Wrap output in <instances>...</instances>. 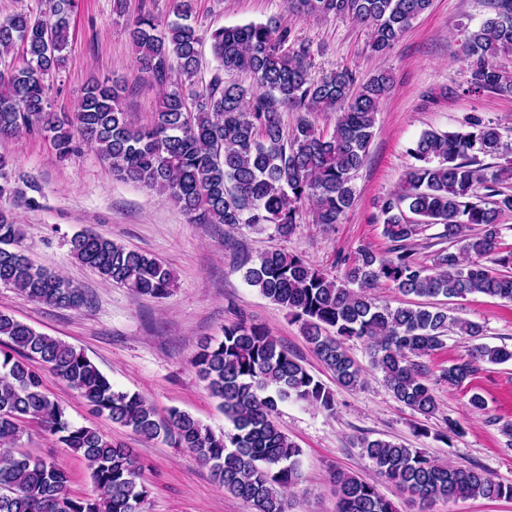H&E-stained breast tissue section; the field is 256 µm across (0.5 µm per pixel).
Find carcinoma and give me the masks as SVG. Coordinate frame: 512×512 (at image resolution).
I'll list each match as a JSON object with an SVG mask.
<instances>
[{"label": "carcinoma", "mask_w": 512, "mask_h": 512, "mask_svg": "<svg viewBox=\"0 0 512 512\" xmlns=\"http://www.w3.org/2000/svg\"><path fill=\"white\" fill-rule=\"evenodd\" d=\"M37 18L15 13L0 18V137L48 133L66 158L82 143L94 146L112 174L148 187L172 202L194 224L270 229L290 238L312 204V223L337 224L352 207V185L374 137L376 114L392 76L381 71L359 87L348 70L310 78L309 48L276 22L219 27L210 32L216 73L205 84L200 45L189 23L193 0H173L176 20L161 23L140 15L128 30L137 52L138 79L162 89L150 123L127 118L128 86L96 81L73 112H53L47 81L65 68L71 16L79 0H44ZM431 0H288V8L314 16H349L371 27L372 49L390 50ZM495 17L465 39L470 61L467 91L512 95V76L495 65L512 53V0L493 2ZM245 73L250 84L226 82L222 73ZM305 113L286 133L281 113ZM337 114L332 128L312 116ZM501 132L478 114L452 132L426 131L409 148L414 164L402 183L378 202L383 235L392 256L358 249L338 278L310 266L297 254H262L245 281L287 311L337 385L365 382L344 348L358 338L369 345L372 368L394 398L429 416L437 403L414 358L442 348L448 333L482 335L476 322L448 314L429 302L380 305L371 290L388 284L405 295L448 300L473 294L512 301V248L500 244L503 218L512 214V160L487 165L477 154L512 153ZM440 224L448 247L422 264L405 242L426 226ZM19 225L0 211V284L32 301L77 308L81 289L35 265L20 245ZM70 253L105 282L135 294L163 298L174 276L155 256L130 250L91 230L70 240ZM37 359L46 373L26 361ZM512 352L486 344L442 370L459 385L479 363H505ZM232 432L217 434L176 408L161 416L138 393L119 391L84 352L0 312V512H139L146 487L135 450L114 444L97 429L71 423L46 387L47 376L75 389L97 416L136 435L187 448L211 469L224 490L248 502L253 512H290L288 492L297 484L302 449L281 430L275 414L289 399L323 411L336 409L335 393L311 374L268 329L240 319L224 327L220 341L205 340L193 360ZM36 419L44 431L81 457L95 494L75 498L68 474L55 462L15 448L22 423ZM375 471L410 501L481 497L512 499V483L494 480L476 467L439 464L420 448L383 438L360 440ZM337 512H398L376 483L339 472Z\"/></svg>", "instance_id": "cac0c4a2"}]
</instances>
